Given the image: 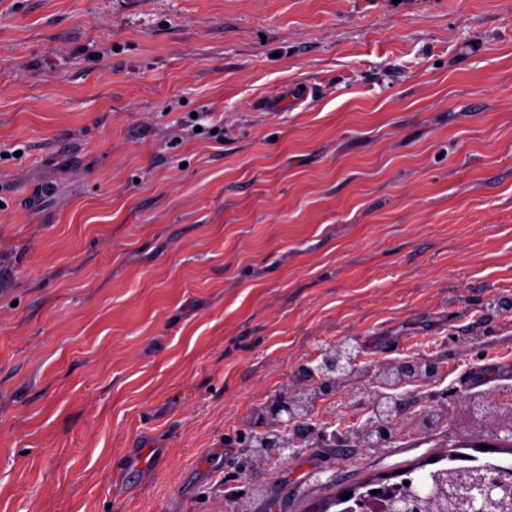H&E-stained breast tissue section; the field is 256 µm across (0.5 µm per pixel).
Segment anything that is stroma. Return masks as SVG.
Instances as JSON below:
<instances>
[{"mask_svg": "<svg viewBox=\"0 0 512 512\" xmlns=\"http://www.w3.org/2000/svg\"><path fill=\"white\" fill-rule=\"evenodd\" d=\"M504 296L512 0H0V512H313L512 461ZM343 342L361 403L254 455ZM469 469H472L474 473L480 472V474H486V473H496V472H512V465L509 462H474L471 465L468 466ZM467 466H456L451 467L445 470H440L434 473H430L429 477H424L426 479L433 480V478H436L438 476H451L455 478H462L463 477H469L471 475V472L467 469Z\"/></svg>", "mask_w": 512, "mask_h": 512, "instance_id": "1", "label": "stroma"}]
</instances>
